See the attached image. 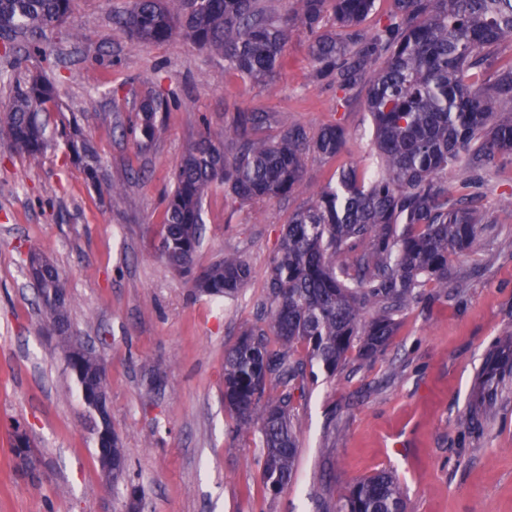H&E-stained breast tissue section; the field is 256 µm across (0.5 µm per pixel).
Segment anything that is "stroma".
<instances>
[{"label":"stroma","instance_id":"stroma-1","mask_svg":"<svg viewBox=\"0 0 512 512\" xmlns=\"http://www.w3.org/2000/svg\"><path fill=\"white\" fill-rule=\"evenodd\" d=\"M127 2L74 0L48 34L47 55L26 62L57 83L50 124L78 117L94 135L104 182L124 184L123 193L90 186L64 145L32 161L0 142V512H128L131 484L145 492L143 512H317L384 469L402 482L407 512H512V384L480 431L459 425L487 353L512 329V209L503 203L512 156L473 187L483 247L452 257L459 289H423L376 359L348 360L333 377L315 370L294 390V479L266 494L260 431H235L224 406V351L258 323L284 228L308 197L251 203L220 184L208 189L198 264L233 253L251 269L239 296L219 304L195 296L161 257L166 198L204 123L231 124L239 109L274 113L312 137L343 125L342 153L306 159L316 185L349 165L376 167L368 87L343 103L315 81L310 37L298 25L274 87L242 80L181 40L136 42L113 20ZM157 87L178 104L141 148L120 131ZM31 247L63 272L69 332L103 362L112 429L127 452L119 482L98 466L86 408L27 283ZM16 420L39 453V479L11 451Z\"/></svg>","mask_w":512,"mask_h":512}]
</instances>
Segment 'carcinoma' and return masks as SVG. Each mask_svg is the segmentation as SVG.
Wrapping results in <instances>:
<instances>
[{
	"mask_svg": "<svg viewBox=\"0 0 512 512\" xmlns=\"http://www.w3.org/2000/svg\"><path fill=\"white\" fill-rule=\"evenodd\" d=\"M72 0H0V40L14 68L18 53H47L38 42L67 17ZM262 0H129L115 21L141 44L179 38L224 59V69L263 81L280 66L288 31L300 23L311 36L316 78L349 94L370 75L367 108L383 172L367 176L354 167L334 187L315 189L304 177L308 153L334 156L346 144L339 124L309 138L298 124H279L272 138L269 114L240 110L230 127L204 124L174 173L159 252L194 291L234 298L250 277L248 265L226 254L196 269L202 241L203 198L216 181L242 202L308 191L311 204L290 217L266 283L268 306L261 321L243 331L224 353V406L239 427L260 425L261 477L277 495L293 480L299 444L288 389L302 385L306 368L332 376L354 350L376 357L397 328L396 316L417 301L429 281L456 286L448 259L481 249L478 210L468 193L454 195L443 181L466 164L469 181L495 159L512 154V63L497 49L512 38V0H393L394 10L361 42L360 26L375 0H301L299 17L275 18ZM340 31L324 28L327 13ZM57 88L40 73L15 79L0 107V140L35 160L53 142L42 112L56 103ZM175 100L145 98L136 121L123 130L145 146L159 114ZM72 160L86 180L101 185V160L92 135L78 121L64 131ZM235 148L225 153L226 142ZM48 326L68 319L57 268L39 253L26 268ZM508 352L491 355L479 380L475 406L464 426L478 430L500 386L512 376V331L500 339ZM71 373L85 406L103 391V366L87 347L67 350ZM320 512H407L399 480L388 471L354 482Z\"/></svg>",
	"mask_w": 512,
	"mask_h": 512,
	"instance_id": "1",
	"label": "carcinoma"
}]
</instances>
